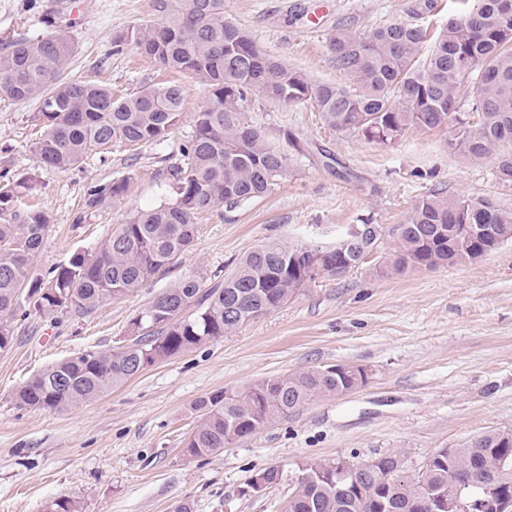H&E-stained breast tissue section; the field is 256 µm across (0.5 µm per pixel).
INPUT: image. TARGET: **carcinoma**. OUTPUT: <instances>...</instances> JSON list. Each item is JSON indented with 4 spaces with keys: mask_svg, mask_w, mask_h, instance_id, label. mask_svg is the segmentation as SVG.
Instances as JSON below:
<instances>
[{
    "mask_svg": "<svg viewBox=\"0 0 512 512\" xmlns=\"http://www.w3.org/2000/svg\"><path fill=\"white\" fill-rule=\"evenodd\" d=\"M154 9L159 20L115 37L113 52L133 45L162 66L199 79L210 93L209 105L196 115L194 135L179 150L182 162L167 168L172 200L137 210L97 252H75L40 276L31 260L50 231V218L18 207L10 184H0V316L22 306L39 314L87 313L164 279L192 246L198 215L221 202L235 209L270 190L288 170V149L300 154L304 147L287 132L278 138L252 124L246 109L257 93L284 104L309 102L337 132L389 148L416 132L449 127L451 152L470 159L495 156L500 180L512 183V0H478L449 18L429 46L427 29L414 22L385 24L367 37L336 30L329 49L357 93L283 65L224 18V0H154ZM74 49L68 32L58 29L15 39L0 52V97L40 102L44 132L32 144L39 166L66 172L93 153H109L117 142L136 149L166 140L181 116L180 85L148 86L114 99L104 86L61 78ZM470 88L477 121L448 125L450 108ZM129 180L89 186L83 208L120 199ZM396 239L379 267L386 275L473 263L512 243V210L492 197L432 191L415 203ZM368 251L366 242L343 237L322 257L320 275L315 246L272 238L218 282L206 283L198 271L185 273L130 320L128 336L117 346L53 363L17 389L15 402L61 412L94 401L144 368L288 303L336 276V268L359 267ZM365 380L361 368L336 365L209 393L193 404L198 424L185 451L194 457L217 453ZM399 460L392 453L360 463L348 487L333 476L342 458L303 462L288 512H425L424 499L448 493L450 476L467 485L474 499L490 484L512 494V434L505 431L438 449L415 482L399 476Z\"/></svg>",
    "mask_w": 512,
    "mask_h": 512,
    "instance_id": "1",
    "label": "carcinoma"
}]
</instances>
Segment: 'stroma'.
Here are the masks:
<instances>
[{
	"label": "stroma",
	"instance_id": "1",
	"mask_svg": "<svg viewBox=\"0 0 512 512\" xmlns=\"http://www.w3.org/2000/svg\"><path fill=\"white\" fill-rule=\"evenodd\" d=\"M415 0H224V16L249 31L288 68L347 90L328 49L341 27L359 35L410 20ZM153 0H0V46L18 36L63 28L75 52L65 78L111 89L114 97L175 80L183 110L167 140L132 152L113 145L65 173L39 167L31 151L41 128L38 101L0 98V173L33 178L30 204L51 230L32 265L40 272L77 251L95 253L134 211L170 200L166 169L195 130L208 103L202 83L164 70L112 40L156 21ZM249 119L271 134L288 130L310 151L294 156L263 197L199 216L197 238L175 275L198 269L221 275L270 237L331 243L340 226L372 218L392 228L425 194L439 189L490 196L512 209V183L497 177L494 157L471 160L448 149V131L418 132L394 147L344 136L311 104L254 96ZM129 176L122 200L84 210L87 187ZM371 260L326 279L298 299L224 337L144 369L93 402L61 412L17 408L16 389L49 364L75 353L112 348L130 319L168 285L148 283L84 315L52 319L16 314L14 344L0 352V512H45L59 497L81 512H286L289 485L261 496L244 488L259 469L288 476L313 458L364 462L397 453L417 476L437 449L457 447L490 430L512 431V244L481 260L433 271L376 275ZM362 367L367 382L277 419L250 438L203 457L189 456L194 402L208 393L310 367Z\"/></svg>",
	"mask_w": 512,
	"mask_h": 512
}]
</instances>
